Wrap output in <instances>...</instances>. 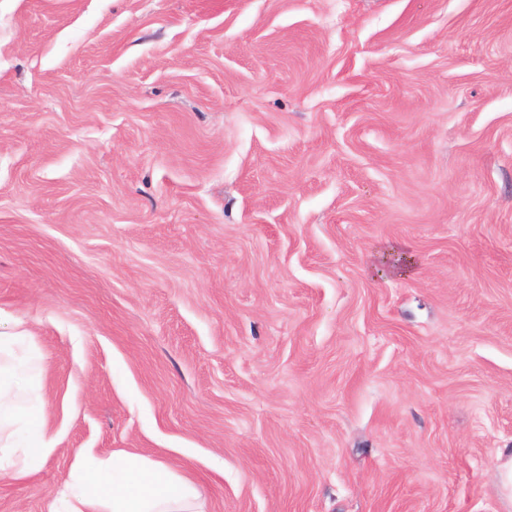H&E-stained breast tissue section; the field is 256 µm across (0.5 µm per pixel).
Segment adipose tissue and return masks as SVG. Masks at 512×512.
<instances>
[{
	"label": "adipose tissue",
	"instance_id": "ef3b65f1",
	"mask_svg": "<svg viewBox=\"0 0 512 512\" xmlns=\"http://www.w3.org/2000/svg\"><path fill=\"white\" fill-rule=\"evenodd\" d=\"M22 335H0V474L23 481L53 450ZM47 512H205L194 480L166 462L127 451H78Z\"/></svg>",
	"mask_w": 512,
	"mask_h": 512
}]
</instances>
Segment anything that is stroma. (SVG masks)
<instances>
[{
    "instance_id": "obj_1",
    "label": "stroma",
    "mask_w": 512,
    "mask_h": 512,
    "mask_svg": "<svg viewBox=\"0 0 512 512\" xmlns=\"http://www.w3.org/2000/svg\"><path fill=\"white\" fill-rule=\"evenodd\" d=\"M17 322L56 445L0 512L79 448L207 512H512V0H0ZM497 476L506 496L512 499V448L499 449L497 453Z\"/></svg>"
}]
</instances>
